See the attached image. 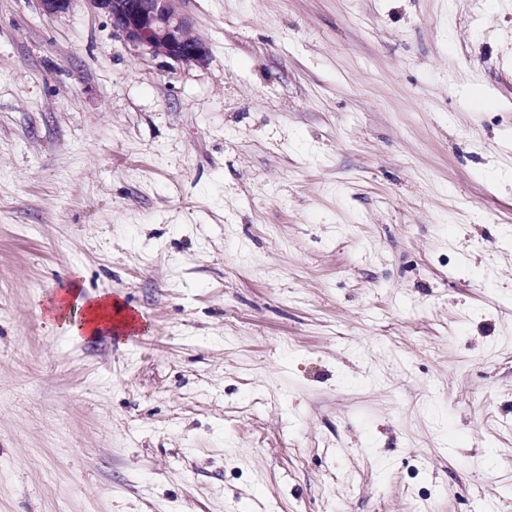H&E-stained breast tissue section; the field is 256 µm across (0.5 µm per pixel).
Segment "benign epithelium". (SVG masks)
<instances>
[{
	"label": "benign epithelium",
	"mask_w": 512,
	"mask_h": 512,
	"mask_svg": "<svg viewBox=\"0 0 512 512\" xmlns=\"http://www.w3.org/2000/svg\"><path fill=\"white\" fill-rule=\"evenodd\" d=\"M112 21L125 47L139 56L166 58L178 65H203L204 42L189 33L186 17L175 0H85Z\"/></svg>",
	"instance_id": "1"
}]
</instances>
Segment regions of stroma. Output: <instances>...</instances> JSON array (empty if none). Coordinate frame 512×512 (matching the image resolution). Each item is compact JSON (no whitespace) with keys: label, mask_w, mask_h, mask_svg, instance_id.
Here are the masks:
<instances>
[{"label":"stroma","mask_w":512,"mask_h":512,"mask_svg":"<svg viewBox=\"0 0 512 512\" xmlns=\"http://www.w3.org/2000/svg\"><path fill=\"white\" fill-rule=\"evenodd\" d=\"M177 7L0 0V512H512V0ZM175 1L85 0L92 10L110 18L116 35L135 54L166 58L178 65H203L208 48L190 35L188 21ZM112 308L114 316L120 314L118 302H112L111 294L89 300L74 290L58 301L51 313L62 321L70 336L80 338L96 333L104 322H112Z\"/></svg>","instance_id":"35a3bbf8"}]
</instances>
